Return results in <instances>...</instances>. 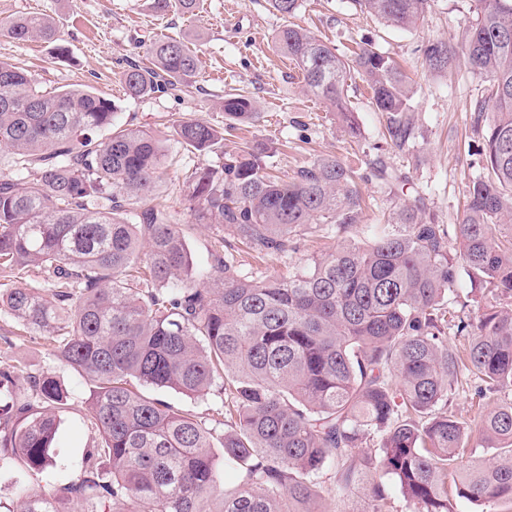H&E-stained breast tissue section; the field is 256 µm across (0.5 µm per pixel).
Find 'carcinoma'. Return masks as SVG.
I'll list each match as a JSON object with an SVG mask.
<instances>
[{"label": "carcinoma", "instance_id": "cac0c4a2", "mask_svg": "<svg viewBox=\"0 0 512 512\" xmlns=\"http://www.w3.org/2000/svg\"><path fill=\"white\" fill-rule=\"evenodd\" d=\"M284 18L300 0H268ZM384 24L410 30L429 0H356ZM185 14L199 0H153L158 13ZM17 40L59 41L44 14L15 18ZM274 48L295 62L306 90L360 134L348 96L359 75L400 148L415 138L409 77L369 46L338 55L307 28L285 25ZM464 57L489 79L471 111L481 135L482 173L456 224H435L414 199L362 243L280 277L245 272L229 250L192 261L180 219L152 203L165 146L116 120L112 101L90 90L47 92L22 68L0 61V265L17 281L0 292V313L44 341L47 355L94 381L89 421L100 441L80 476L51 492L26 494L7 512H314L323 477L342 487L364 471L369 512H385L391 478L417 512H452L457 496L512 505V0H477L459 42L423 51L424 68L450 71ZM199 58L174 38L151 43L122 71L131 98L187 91ZM224 114L257 117L253 98L224 96ZM176 141L199 152L224 148V134L192 118ZM359 175L334 158L296 177L272 174L259 151L229 154L187 180L196 223L233 237L259 257L288 256L304 232H348L360 223ZM47 274L44 284L27 280ZM478 293L473 316L449 307L461 280ZM48 288L46 297L41 288ZM467 341L465 355L448 336ZM464 381L485 404L480 433L489 456L467 451L468 424L449 405ZM224 398L212 419L174 409L142 388ZM69 393L46 373L17 387L0 364V468L20 461L36 479L53 466L51 448ZM375 441L379 455L360 448ZM223 459L213 454L214 443ZM240 485L221 493L225 470Z\"/></svg>", "mask_w": 512, "mask_h": 512}]
</instances>
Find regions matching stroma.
<instances>
[{
    "instance_id": "stroma-1",
    "label": "stroma",
    "mask_w": 512,
    "mask_h": 512,
    "mask_svg": "<svg viewBox=\"0 0 512 512\" xmlns=\"http://www.w3.org/2000/svg\"><path fill=\"white\" fill-rule=\"evenodd\" d=\"M152 0H0V61L27 69L40 86L53 91L89 88L112 100L120 123L142 127L163 141V174L156 182V202L178 212L195 263L204 265L216 245L213 228L193 223L186 181L195 169L219 166L224 155L260 144L263 160L282 178H293L301 167L322 157H335L361 176L366 208L360 224L336 236L307 233L295 252L284 258H254L239 251L244 271L266 276L333 252L340 244L368 238L372 225L386 223L415 197L425 202L426 219L458 223L472 179L478 175L481 139L474 133L470 106L487 84L485 76L458 68L452 75L422 71L429 42L461 34L475 19L477 0H431L423 21L412 30L383 25L362 13L354 0H301L294 24L308 28L339 54L363 42L403 64L413 74L411 115L416 137L404 149L385 145L386 117L376 112L364 84L350 88L361 136L348 137L325 104L307 93L298 69L276 52L272 39L285 18L273 13L267 0H203L196 16L172 10L156 14ZM41 13L56 22L61 43L20 41L7 26L17 16ZM176 38L196 50L199 73L191 93L173 96L156 92L141 98L125 93L121 73L140 59L156 39ZM65 55H58V46ZM241 93L257 103V119L231 126L224 115L226 94ZM197 118L224 132V149L187 151L173 137V124ZM380 159L401 178L390 190L374 176L371 161ZM20 365L18 382L28 374L48 372L69 389V407L62 414L55 465L40 481L55 490L80 474L84 455L99 440L86 419L91 383L87 377L51 360L29 338L16 335L14 322L0 313V362Z\"/></svg>"
}]
</instances>
